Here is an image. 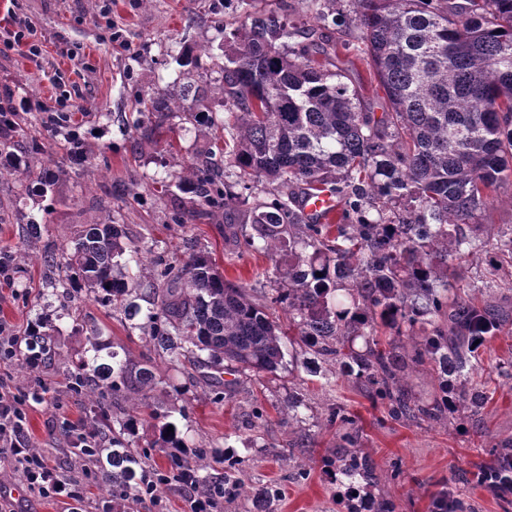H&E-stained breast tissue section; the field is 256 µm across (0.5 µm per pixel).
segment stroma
Returning a JSON list of instances; mask_svg holds the SVG:
<instances>
[{
  "label": "stroma",
  "instance_id": "stroma-1",
  "mask_svg": "<svg viewBox=\"0 0 512 512\" xmlns=\"http://www.w3.org/2000/svg\"><path fill=\"white\" fill-rule=\"evenodd\" d=\"M213 3L112 0V26L107 29L95 19V0H0V103L28 96L50 105L60 96L61 85L75 86L79 97L71 125L89 149L106 148L108 158L104 164L95 159L71 165L68 145L58 138L53 158L63 170L45 191L10 176L0 178V252H15L31 218L61 244L83 225L109 219L126 225L138 244L164 255L186 254L193 242L207 247L227 280L270 290L272 264L263 253L238 249L234 240L224 238L221 225L191 221L180 228L168 219L174 203L189 196L174 187L162 191L161 183L190 161L196 147L211 138V129L179 125L164 143L144 139L132 127L137 98L164 92L176 80L206 85V97L187 98L184 106L223 120L224 109L214 92L221 79L223 20L238 18L239 11L236 0H226L219 16ZM18 21L42 36L47 47L43 58L31 60L23 48L8 45V32ZM113 31L118 34L114 40L109 37ZM187 33L192 36L189 44L205 49L194 67L179 64ZM323 35L335 44L334 60L348 69L352 81L366 79L368 70L356 54L354 36L332 24ZM71 48L78 50V57H67ZM107 184L117 188L116 196H105ZM58 313L59 302L42 265L17 255L11 281L0 285V318L21 333L28 324L46 320L56 328L52 341L58 356L41 371L46 400L29 412V433L44 448L62 447L79 420L92 418L89 407L66 391L67 374L84 355L87 328H98L104 340L133 358L149 352L123 313L90 301L79 304L69 317L59 318ZM170 377L190 386L186 396L172 392L159 398L188 445L225 448L241 461L248 487L278 486L281 495L271 501L268 512H344L347 489L332 481L321 463L325 448L338 443L336 428L327 420L336 403L357 416V446L373 459L377 488L393 500L396 512H430L432 494L452 481L455 466L480 459L472 444L471 417H460L447 428L395 422L342 380L324 389L319 381L303 382L285 370L274 377H245L234 396L216 404L209 388L189 382L185 371L171 372ZM494 385L496 393L483 421L492 437L507 439L512 437V380L499 378ZM292 391L303 394L306 406L302 424L289 427L272 405L286 401ZM301 433L309 437L310 447H295ZM299 465L307 468V480L296 478Z\"/></svg>",
  "mask_w": 512,
  "mask_h": 512
}]
</instances>
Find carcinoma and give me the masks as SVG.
<instances>
[{
	"mask_svg": "<svg viewBox=\"0 0 512 512\" xmlns=\"http://www.w3.org/2000/svg\"><path fill=\"white\" fill-rule=\"evenodd\" d=\"M362 59L383 93L381 115L361 108V87L331 71L315 26L252 9L238 26H224V66L215 88L224 104L222 134L202 145L172 175L191 194V208L169 219L183 226L186 213L224 214V232L241 237L246 251L264 252L275 288L224 280L208 251L187 258L152 260L151 307L135 302L142 283L129 266L149 260L151 250L131 241L122 224H88L71 247L43 239L41 224L27 221L22 246L39 247L36 259L60 282L63 318L82 298L143 315L145 342L167 358L169 368L193 367L196 378L224 401L244 374L274 375L290 365L331 387L342 378L398 422L452 425L459 412L480 420L494 391L491 374L512 379V357L484 368L482 352L512 333V289L491 273L480 284L452 288L464 255L492 243L493 269L512 263V227L477 218L501 190L512 186V0H350ZM309 40L295 50V39ZM208 88L181 84L141 101V136L172 130L173 120L211 122L188 112L183 101ZM49 137L70 144L77 164L91 159L84 142L60 119ZM48 154L19 113L0 115V170L23 182L29 169L12 160V149ZM225 159L224 168L215 162ZM240 193L228 192V179ZM311 191L336 197V222L305 214ZM288 314L283 329L275 307ZM27 352L52 360L50 333H27ZM296 345L299 350L286 351ZM433 375L437 388L415 395L412 373ZM76 394L88 392L100 437L95 479L104 495L132 490L144 461L129 436L147 416L156 422L152 447L166 458L157 492L178 485L190 471L197 490L223 507L247 492L236 463L214 448L189 449L162 409L159 396L171 385L152 358L121 356L92 328L85 359L69 373ZM118 410L126 420L110 429ZM341 444L321 457L334 480L348 485L346 512H395L375 496V465L355 450L360 428L347 406L329 410ZM487 459L461 470L460 485L444 488L432 512H479L470 489L484 487L512 512V438L486 441ZM224 464V472L214 465Z\"/></svg>",
	"mask_w": 512,
	"mask_h": 512,
	"instance_id": "carcinoma-1",
	"label": "carcinoma"
}]
</instances>
